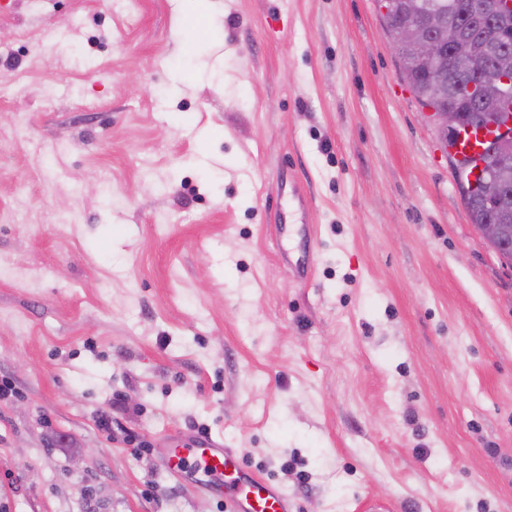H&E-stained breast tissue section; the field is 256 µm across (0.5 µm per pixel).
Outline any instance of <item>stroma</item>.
<instances>
[{"instance_id":"obj_1","label":"stroma","mask_w":512,"mask_h":512,"mask_svg":"<svg viewBox=\"0 0 512 512\" xmlns=\"http://www.w3.org/2000/svg\"><path fill=\"white\" fill-rule=\"evenodd\" d=\"M4 381L0 512H225L202 428L293 512H512V267L377 0H0Z\"/></svg>"}]
</instances>
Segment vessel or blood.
<instances>
[{
  "label": "vessel or blood",
  "instance_id": "1",
  "mask_svg": "<svg viewBox=\"0 0 512 512\" xmlns=\"http://www.w3.org/2000/svg\"><path fill=\"white\" fill-rule=\"evenodd\" d=\"M164 464L176 477L193 471L198 487H223L227 512H291L281 487L247 470L222 440L191 438L167 449Z\"/></svg>",
  "mask_w": 512,
  "mask_h": 512
}]
</instances>
